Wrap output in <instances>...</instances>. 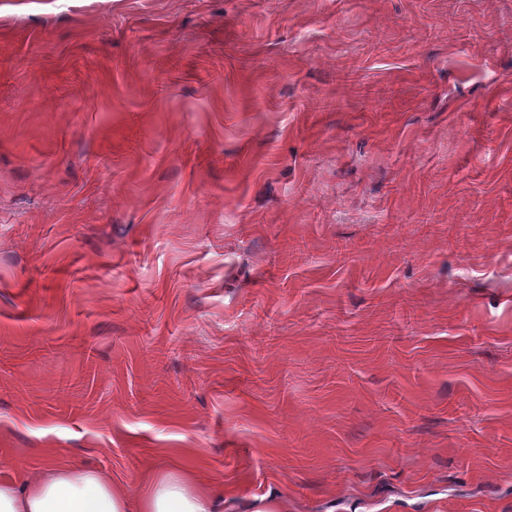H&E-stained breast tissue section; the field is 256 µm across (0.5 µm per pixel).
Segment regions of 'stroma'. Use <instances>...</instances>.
<instances>
[{
    "instance_id": "1",
    "label": "stroma",
    "mask_w": 512,
    "mask_h": 512,
    "mask_svg": "<svg viewBox=\"0 0 512 512\" xmlns=\"http://www.w3.org/2000/svg\"><path fill=\"white\" fill-rule=\"evenodd\" d=\"M512 512V0H0V477Z\"/></svg>"
}]
</instances>
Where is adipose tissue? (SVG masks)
<instances>
[{
	"label": "adipose tissue",
	"mask_w": 512,
	"mask_h": 512,
	"mask_svg": "<svg viewBox=\"0 0 512 512\" xmlns=\"http://www.w3.org/2000/svg\"><path fill=\"white\" fill-rule=\"evenodd\" d=\"M223 496L178 465L167 466L137 492L100 470L54 462L30 470L23 482L0 480V512H223Z\"/></svg>",
	"instance_id": "obj_1"
}]
</instances>
